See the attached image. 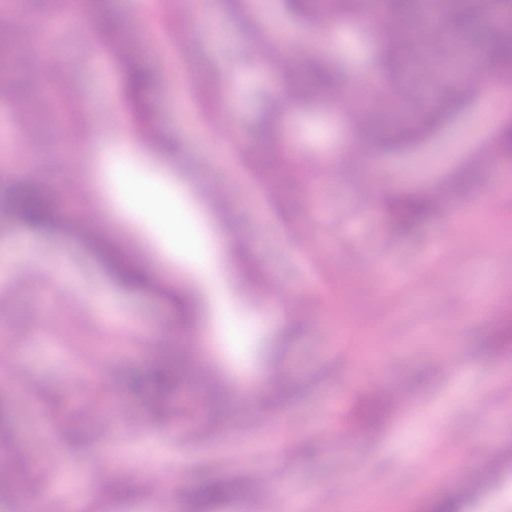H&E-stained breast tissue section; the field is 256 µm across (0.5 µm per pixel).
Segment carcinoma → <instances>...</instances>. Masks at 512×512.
<instances>
[{
    "instance_id": "obj_1",
    "label": "carcinoma",
    "mask_w": 512,
    "mask_h": 512,
    "mask_svg": "<svg viewBox=\"0 0 512 512\" xmlns=\"http://www.w3.org/2000/svg\"><path fill=\"white\" fill-rule=\"evenodd\" d=\"M290 17L311 26L347 31L366 51L364 73L370 77L365 91L352 88L358 72L336 54L307 56L302 66L283 77V89L292 106L303 112L322 110L336 117L349 132V143L336 154L333 170L357 174L369 156L390 154L423 146L446 126H451L474 101L483 97L486 80L512 81V0H280ZM250 0H227L256 40L267 46L264 59L277 64L274 39L255 21ZM74 14L106 17L110 0H68ZM38 23L54 19V0H29ZM0 76L13 96L36 104L43 101V75H19L10 58L0 56ZM160 72L129 62L124 68L127 99L147 110L146 93ZM264 120L257 135L279 148L250 156L251 163L271 172L288 157L286 118L280 97L258 88ZM512 157V124L502 125L489 144L476 149L460 167L431 191H413L387 202L394 236L419 232L429 216L471 185L491 177L488 156ZM0 214L23 221L32 230L50 234L57 229L54 199L38 183L20 182L0 193ZM114 271L125 286L137 292L142 271L117 262ZM488 348L512 347V317L507 315L485 340ZM188 381L181 352L172 351L131 386L149 393L157 404ZM387 413L385 401L370 398L358 422L365 430L380 425ZM253 490L246 483L222 475L193 485L181 501V512H214L226 501L246 502ZM22 486L14 471L0 463V501H16Z\"/></svg>"
}]
</instances>
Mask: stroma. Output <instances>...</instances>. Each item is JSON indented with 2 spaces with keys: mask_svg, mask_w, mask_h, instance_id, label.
<instances>
[{
  "mask_svg": "<svg viewBox=\"0 0 512 512\" xmlns=\"http://www.w3.org/2000/svg\"><path fill=\"white\" fill-rule=\"evenodd\" d=\"M250 6L290 32V65L308 53L359 51L343 31L311 35L278 0ZM159 12L170 37L158 31ZM111 13L124 22L120 37L140 44L139 63L162 73L150 117L126 103L123 61L99 41L102 20L92 14L72 20L49 59L27 60L32 68L50 65L69 88L68 98L51 106L48 133L15 124L13 106L0 104V124L14 139L52 141L66 153L61 166L45 153L27 156L59 202L61 232L45 238L16 222L0 235L7 258L0 268V350L9 357L0 395L18 409L6 444L44 460L20 473L29 502L38 512H159L153 483H165L173 501L202 478L242 479L259 468L262 501L292 483L311 491L318 512H429L491 466L494 481L464 512H512V352L483 345L512 310V185L501 181L512 177V161H499L501 177L477 187L481 207L460 196L418 238L394 237L383 206L442 179L485 143L494 112L512 114V92L502 91L492 106L476 102L420 148L375 157L371 174L356 182L307 167L311 156L326 165L345 131L296 113L289 154L304 167L288 194H270L254 181L247 157L257 148L252 89L275 79L240 55L245 34L224 0H160L154 13L143 0H112ZM219 110L222 149L234 156L221 168L202 141ZM108 136L131 142L129 178L171 191L189 211L201 246L213 254L219 287L198 276L191 258H168L152 218L106 217L112 166L91 168L85 147ZM215 173L225 196L217 210L203 188ZM76 186L96 208L101 236L150 268L142 292L128 293L71 232L64 202ZM61 266L72 287H58ZM251 268L301 293L288 335L277 334L270 293L250 288ZM484 295L493 298L490 308L480 306ZM198 338L206 340L209 360L199 365L185 349L190 379L203 392L218 391L237 408V421L262 414L263 425L250 434L211 412L200 430L175 397L155 415L129 388V376L147 372L165 345ZM110 344L120 353L102 357ZM293 374L302 393L287 400L282 389ZM378 390L408 396L414 414L393 410L375 430L354 432L362 399ZM452 433L465 441L462 456L448 454ZM55 456L77 472L107 458L112 467L105 480L49 496ZM120 485L131 494L113 495Z\"/></svg>",
  "mask_w": 512,
  "mask_h": 512,
  "instance_id": "1",
  "label": "stroma"
}]
</instances>
